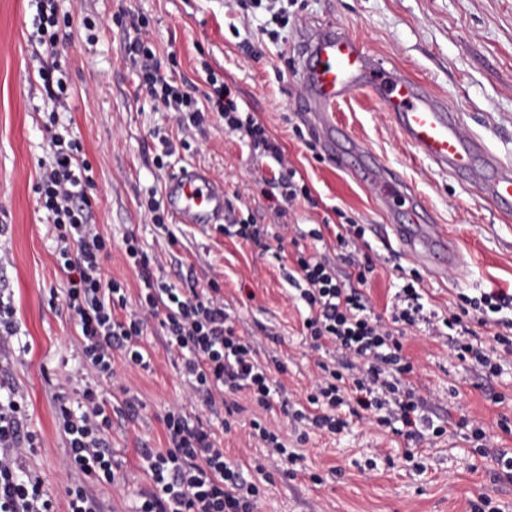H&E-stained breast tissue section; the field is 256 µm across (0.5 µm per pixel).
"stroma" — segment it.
<instances>
[{
    "mask_svg": "<svg viewBox=\"0 0 512 512\" xmlns=\"http://www.w3.org/2000/svg\"><path fill=\"white\" fill-rule=\"evenodd\" d=\"M61 6L73 16L61 48L73 88L67 115L94 170L93 220L112 239L106 277L123 282L129 300H136L139 276L122 251L130 233L154 259L155 274L177 287H187L189 271L207 272L222 288L238 333L282 363L275 378L288 401H303L317 377L302 328L304 310L288 282L290 248L261 257L223 231L174 222L162 234L142 207L149 191L164 192L173 173L201 166L223 183L230 222L272 224L271 172L248 140L225 129L220 118L182 139L174 113L156 110L124 53L131 24L148 20L146 36L174 83L201 90L207 71H214L235 90L239 107L281 143L312 195L295 204L287 223L309 229L350 221L364 228L366 251L378 260L365 292L375 313H384L415 275L426 306L440 313L462 293L512 290V206L481 198L423 158L369 90L338 102L337 124L360 142L366 157L394 171L407 194L420 199L439 230L455 240L459 265L429 273L401 248L372 188L324 153L300 110L305 90L297 77L305 27L335 25L387 67L418 78L457 114L465 132L512 161V0H276L271 7L249 0H61ZM31 20L28 0H0V246L10 253L9 263L0 266V290L10 294L27 344L0 366L27 395L38 437L28 466L54 497L57 512H68L66 448L46 377L74 362L75 331L64 313L48 306L50 294H63L67 281L34 191L39 164L50 155L43 133L49 106L39 70L51 59L31 43ZM161 135L175 151L160 170L154 158ZM403 343L426 415L480 421L488 447L512 450V434L499 427L501 418L512 420V366L498 376L466 367L453 358L447 337L424 325ZM143 344L150 370L121 365L102 382L114 410L110 446L124 477L121 487L94 489L107 512H132L149 486L138 450L166 447L169 408L208 419L219 446L245 467L266 454L248 442V399L238 397L241 410L224 426L189 398L158 326L148 327ZM265 417L301 455L303 470L266 481L256 512H470V501L482 495L512 512V482L494 479L493 463L474 452L469 429L427 437L409 463L406 442L377 427L366 412L336 434L307 428L278 403Z\"/></svg>",
    "mask_w": 512,
    "mask_h": 512,
    "instance_id": "1",
    "label": "stroma"
}]
</instances>
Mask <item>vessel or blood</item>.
Returning <instances> with one entry per match:
<instances>
[{
  "label": "vessel or blood",
  "mask_w": 512,
  "mask_h": 512,
  "mask_svg": "<svg viewBox=\"0 0 512 512\" xmlns=\"http://www.w3.org/2000/svg\"><path fill=\"white\" fill-rule=\"evenodd\" d=\"M298 76L306 91L302 107L313 113L328 152L341 164L353 165L387 208L405 203L399 181L379 163H358L355 148L336 147L340 132L333 109L338 100L361 88L377 96L404 139L426 159L466 176L486 200H512V168L481 138L464 134L457 114L426 93L417 79L386 67L350 34L333 26L316 27L302 46ZM166 195L170 213L179 223L209 228L224 221V187L200 168L186 167L171 176ZM392 230L407 251L431 270L454 266L461 258L456 247L428 223L423 205H416L407 223L393 225Z\"/></svg>",
  "instance_id": "vessel-or-blood-1"
}]
</instances>
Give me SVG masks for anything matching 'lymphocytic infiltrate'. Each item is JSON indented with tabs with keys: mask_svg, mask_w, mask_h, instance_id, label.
I'll list each match as a JSON object with an SVG mask.
<instances>
[{
	"mask_svg": "<svg viewBox=\"0 0 512 512\" xmlns=\"http://www.w3.org/2000/svg\"><path fill=\"white\" fill-rule=\"evenodd\" d=\"M30 2L35 9L31 39L52 58L50 67L39 71L45 99L52 105L43 125L52 159L42 166L34 191L51 226L56 262L67 279L63 296H50L48 305L65 311L79 353L73 369L51 384L67 445L65 493L68 512H104L90 487L114 486L120 477L106 439L112 413L101 381L114 377L121 364L149 367L142 344L149 322L158 323L181 363L192 399L207 410H217L226 396L240 393L265 410L283 396L284 388L273 378L272 363L262 357L255 340L237 334L215 280H207L200 289L172 287L151 271V258L132 233L123 240V252L127 264L140 274L136 303H129L124 285L106 280L103 260L112 250V240L93 222V168L71 122L60 115L71 96L68 67L59 52L70 15L62 11L60 0ZM125 52L141 65V87L164 111L176 113L183 131L199 127L209 113H217L225 127L250 139L276 176L275 212L281 225L272 230L264 224H230L224 232L261 255L276 242L288 240L295 247L293 272L307 310L303 327L311 349L322 356L307 397L310 409L297 412V419L334 433L345 425L336 410L346 404L352 415L372 413L378 426L408 440L426 431L446 434L447 423H434L422 413L409 380L413 367L403 354L402 338L407 329L422 323L431 325L438 336L450 331L459 362L498 374L503 363L512 362V293L490 288L474 297L459 295L454 310L442 318L425 308L420 288L409 282L385 315L375 314L362 291L375 270L373 259L360 246L363 228L339 225L334 235L339 260L307 250L306 240L324 241L322 229L306 230L284 221L307 189L296 183L297 171L288 166L280 143L253 115L242 114L227 83L208 74V91L195 97L161 72L155 48L139 30L128 38ZM343 265L352 270L355 285L342 279ZM480 326L494 328L492 346L479 341ZM164 425L167 448L139 451L151 484L140 493L134 512H254L262 495L260 484L216 445L209 423L174 408L165 415ZM250 429L251 437L267 450L268 469L284 472L300 462V454L288 450L276 431L257 420L251 421ZM36 439L24 393L0 380V512H56L53 496L26 464Z\"/></svg>",
	"mask_w": 512,
	"mask_h": 512,
	"instance_id": "f902f5d3",
	"label": "lymphocytic infiltrate"
}]
</instances>
